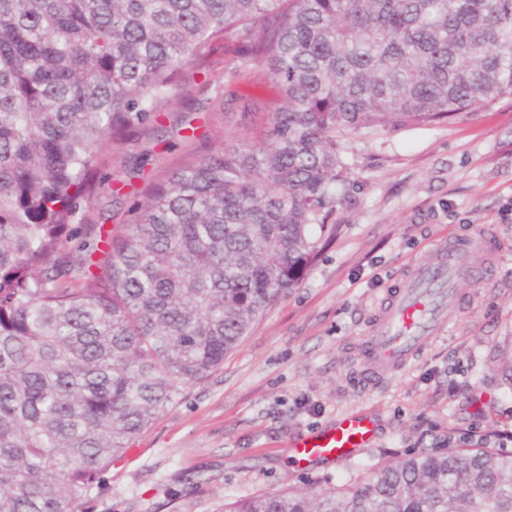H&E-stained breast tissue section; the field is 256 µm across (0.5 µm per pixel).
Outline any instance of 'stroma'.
<instances>
[{
    "label": "stroma",
    "mask_w": 512,
    "mask_h": 512,
    "mask_svg": "<svg viewBox=\"0 0 512 512\" xmlns=\"http://www.w3.org/2000/svg\"><path fill=\"white\" fill-rule=\"evenodd\" d=\"M235 48L216 43L153 127L107 145L77 223H131L150 183L223 147L229 92L255 96L243 134L260 135L282 99L263 67L229 71ZM342 144L345 180L324 223L310 227L314 253L299 287L266 310L218 371L182 388L77 512H224L288 488L348 490L405 454L494 448L512 430V95L434 124L365 129ZM479 229L495 236L497 256L457 282L462 303L446 334L376 388L357 387L362 341L386 290ZM351 410L375 417L372 448L298 468L289 439Z\"/></svg>",
    "instance_id": "1"
}]
</instances>
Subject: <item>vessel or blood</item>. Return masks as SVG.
I'll return each instance as SVG.
<instances>
[{"label":"vessel or blood","mask_w":512,"mask_h":512,"mask_svg":"<svg viewBox=\"0 0 512 512\" xmlns=\"http://www.w3.org/2000/svg\"><path fill=\"white\" fill-rule=\"evenodd\" d=\"M464 251L461 243L442 249L435 262L416 265L403 288L383 298L381 315L364 339L368 366L358 376L362 386H374L385 373L403 368L443 333L448 308L457 297L453 283L469 274ZM375 435L374 420L355 411L291 440L288 451L304 468L323 461L339 463L370 448Z\"/></svg>","instance_id":"b4317fda"}]
</instances>
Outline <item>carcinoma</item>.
I'll return each instance as SVG.
<instances>
[{"label":"carcinoma","instance_id":"obj_1","mask_svg":"<svg viewBox=\"0 0 512 512\" xmlns=\"http://www.w3.org/2000/svg\"><path fill=\"white\" fill-rule=\"evenodd\" d=\"M233 39L284 103L151 184L131 224L72 219L104 146ZM512 93V0H0V512L79 497L298 287L339 137ZM226 512H512V455L412 453L346 492Z\"/></svg>","mask_w":512,"mask_h":512}]
</instances>
